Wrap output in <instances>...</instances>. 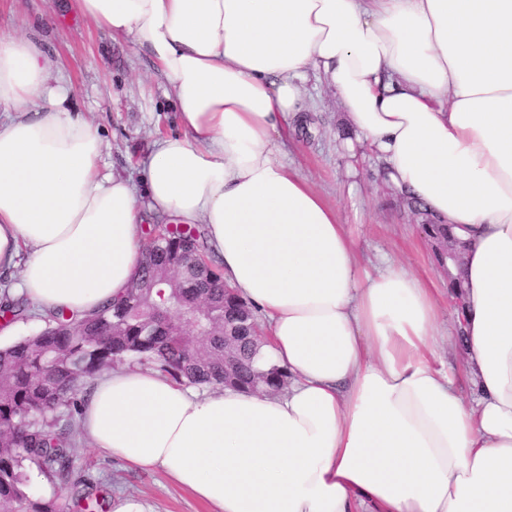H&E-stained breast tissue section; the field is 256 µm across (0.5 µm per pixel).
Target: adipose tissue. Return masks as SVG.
Returning a JSON list of instances; mask_svg holds the SVG:
<instances>
[{"label": "adipose tissue", "mask_w": 512, "mask_h": 512, "mask_svg": "<svg viewBox=\"0 0 512 512\" xmlns=\"http://www.w3.org/2000/svg\"><path fill=\"white\" fill-rule=\"evenodd\" d=\"M146 52L180 131L140 183L105 173L37 39L0 30V276L41 314L122 298L145 222L201 224L267 322L278 394L199 392L155 367L95 380L92 445L213 512H512V0H79ZM468 247L462 308L406 265L368 271L286 160L310 84ZM466 336L465 398L433 340Z\"/></svg>", "instance_id": "obj_1"}]
</instances>
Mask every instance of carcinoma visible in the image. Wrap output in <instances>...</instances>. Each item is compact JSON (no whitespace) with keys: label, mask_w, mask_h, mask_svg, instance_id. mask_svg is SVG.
Masks as SVG:
<instances>
[{"label":"carcinoma","mask_w":512,"mask_h":512,"mask_svg":"<svg viewBox=\"0 0 512 512\" xmlns=\"http://www.w3.org/2000/svg\"><path fill=\"white\" fill-rule=\"evenodd\" d=\"M422 228L439 266L448 262L446 245L461 255L448 225L427 219ZM191 254L206 262L182 265L186 273L176 287H140L156 267ZM191 306L200 310V336L183 335ZM27 314L25 300L4 289L0 316L13 323ZM256 329L254 310L225 290L208 259L204 230L149 225L138 283L122 299L85 320L56 311L40 332L0 348V512H56L53 503L34 498L27 469L61 485L74 483L79 455L73 421L81 394L103 369L128 358L157 364L174 380L197 386L282 390L285 372L252 366L261 342Z\"/></svg>","instance_id":"1"}]
</instances>
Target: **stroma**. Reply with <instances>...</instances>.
<instances>
[{
  "mask_svg": "<svg viewBox=\"0 0 512 512\" xmlns=\"http://www.w3.org/2000/svg\"><path fill=\"white\" fill-rule=\"evenodd\" d=\"M0 29L41 41L70 90L71 111L99 128L107 143L103 171L139 181L154 140L177 130L148 56L85 20L77 0H0ZM306 115L309 122L297 128L288 160L336 207L364 263L375 265L385 254L403 260L435 287H447L448 277L422 232L423 215L412 212L384 181L381 162L360 144L356 129L322 87L311 89ZM76 440L78 478L93 490L138 499L151 512H207L165 473L131 468L91 447L84 435Z\"/></svg>",
  "mask_w": 512,
  "mask_h": 512,
  "instance_id": "stroma-1",
  "label": "stroma"
}]
</instances>
